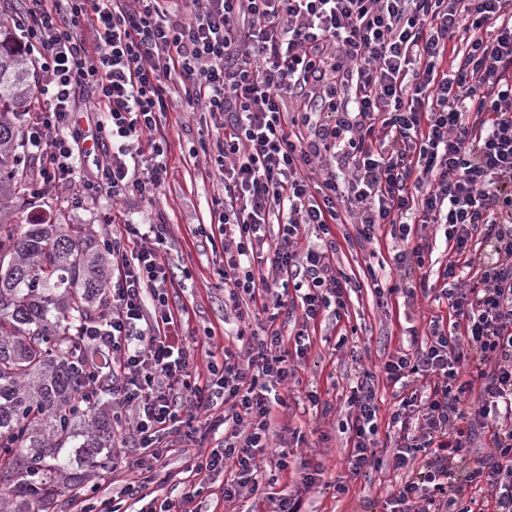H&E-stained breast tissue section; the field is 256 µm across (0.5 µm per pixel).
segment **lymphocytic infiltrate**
Listing matches in <instances>:
<instances>
[{
    "label": "lymphocytic infiltrate",
    "mask_w": 512,
    "mask_h": 512,
    "mask_svg": "<svg viewBox=\"0 0 512 512\" xmlns=\"http://www.w3.org/2000/svg\"><path fill=\"white\" fill-rule=\"evenodd\" d=\"M13 24L49 103L28 119L33 194L75 172L77 87H90L98 115L102 158L79 183L90 195L154 200L168 174L165 113H208L215 133L203 153L218 183L211 221L226 227L231 310L261 292L287 308L286 278L304 324L317 323L346 306L332 225H355L360 245L391 238L394 263L423 280L431 250L414 241L413 219L446 225L476 279L457 285L448 262L452 322L407 327V348L382 363L387 382L410 391L391 415L390 445L379 441L376 374L358 377L346 467L357 476L388 458L404 470L390 495L397 512H512V0H28ZM273 222L281 238L270 276H258L241 260L264 249ZM306 226L322 241L302 244ZM166 239L165 225L124 219L105 241L112 308L84 334L97 380L112 381L113 412L153 454L117 497L84 512L141 503L166 467L162 438H194L188 408L208 412L207 430L232 428L191 464L223 478L225 503L289 467L285 451L268 450L278 389L295 377L280 330L225 350L197 379L169 305ZM220 403L228 411L214 415Z\"/></svg>",
    "instance_id": "f902f5d3"
}]
</instances>
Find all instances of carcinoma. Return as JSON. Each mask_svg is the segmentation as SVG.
<instances>
[{"label": "carcinoma", "mask_w": 512, "mask_h": 512, "mask_svg": "<svg viewBox=\"0 0 512 512\" xmlns=\"http://www.w3.org/2000/svg\"><path fill=\"white\" fill-rule=\"evenodd\" d=\"M30 70L0 21V486L13 512H35L59 489L112 461V415L98 408L84 327L105 316L110 271L79 224L34 216L15 203L31 179L23 126Z\"/></svg>", "instance_id": "obj_1"}]
</instances>
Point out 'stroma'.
<instances>
[{
  "mask_svg": "<svg viewBox=\"0 0 512 512\" xmlns=\"http://www.w3.org/2000/svg\"><path fill=\"white\" fill-rule=\"evenodd\" d=\"M204 128L199 115L179 110L167 113L164 131L171 142L168 177L153 202L132 194L118 201L106 194L91 199L76 187L62 186L42 197L27 199L16 215L21 223L42 215L59 224H83L100 240L109 232L103 218L114 209L141 224L166 225L169 303L182 316L186 334L193 337L194 353L201 365L207 353L220 358L225 348L238 352L243 347L235 336L224 333V285L219 275L224 241L219 236L209 240L195 232L197 224L209 223L212 199L217 193L216 184L202 180L188 156L190 146L200 142ZM332 232L343 241L336 265L350 278L353 288L342 315L324 312L310 331V348L294 361L299 382L289 385L284 405L272 412L273 434L288 441V474L273 485V498L247 495L231 507L225 506L218 483H211L193 499L194 512H274L276 497L295 491L302 493L311 512H385L389 494L401 482V472L387 462L367 474L350 475L344 464L350 442L343 425L348 415L345 399L359 368H375L401 347L403 329L398 321V305L403 297H377L368 269L378 267L380 277L391 286L404 285L406 278L393 262L391 240L353 248L344 238L354 234V225L336 224ZM343 336L350 337V344L339 345ZM309 388L316 389L321 399L331 404L327 417H320L309 405L305 397ZM295 430L301 433V441L292 440ZM314 466L321 468V475L315 485L303 487L304 468ZM112 479V467L105 464L80 488L60 485L46 512H73L82 496L99 500L109 494ZM340 482L347 487L342 495L336 491Z\"/></svg>",
  "mask_w": 512,
  "mask_h": 512,
  "instance_id": "35a3bbf8",
  "label": "stroma"
}]
</instances>
